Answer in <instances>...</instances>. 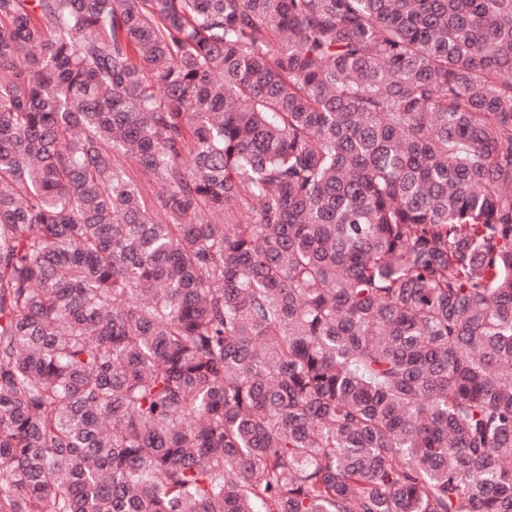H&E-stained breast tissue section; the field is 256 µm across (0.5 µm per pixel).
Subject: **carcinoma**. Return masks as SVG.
Returning a JSON list of instances; mask_svg holds the SVG:
<instances>
[{"label": "carcinoma", "mask_w": 512, "mask_h": 512, "mask_svg": "<svg viewBox=\"0 0 512 512\" xmlns=\"http://www.w3.org/2000/svg\"><path fill=\"white\" fill-rule=\"evenodd\" d=\"M0 512H512V0H0Z\"/></svg>", "instance_id": "cac0c4a2"}]
</instances>
